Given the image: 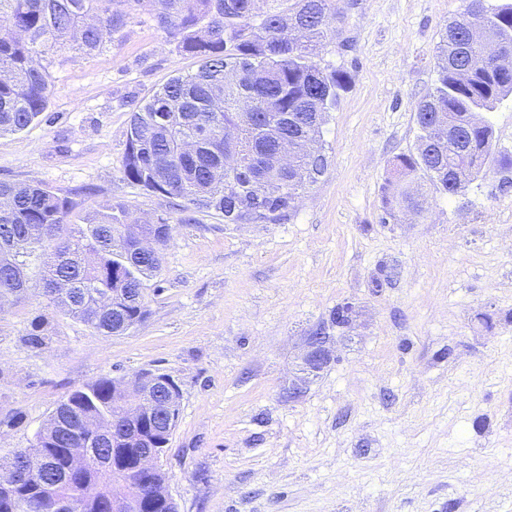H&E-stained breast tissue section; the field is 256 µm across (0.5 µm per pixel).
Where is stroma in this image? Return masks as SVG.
Returning a JSON list of instances; mask_svg holds the SVG:
<instances>
[{
    "mask_svg": "<svg viewBox=\"0 0 512 512\" xmlns=\"http://www.w3.org/2000/svg\"><path fill=\"white\" fill-rule=\"evenodd\" d=\"M317 58L350 85L325 124L328 168L274 224H228L123 175L127 129L175 73L197 70L136 11L99 53L42 57L39 119L0 135V181L106 205L171 232L146 317L100 335L54 309L52 340L22 342L37 300L0 309V458L102 377L171 375L179 419L159 459L178 512H512V171L488 163L422 216L389 218L383 187L414 152L416 108L464 0H339ZM357 310L333 327L340 305ZM331 363L289 398L306 337Z\"/></svg>",
    "mask_w": 512,
    "mask_h": 512,
    "instance_id": "obj_1",
    "label": "stroma"
}]
</instances>
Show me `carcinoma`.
I'll return each mask as SVG.
<instances>
[{"label":"carcinoma","mask_w":512,"mask_h":512,"mask_svg":"<svg viewBox=\"0 0 512 512\" xmlns=\"http://www.w3.org/2000/svg\"><path fill=\"white\" fill-rule=\"evenodd\" d=\"M114 0H0V134L26 129L45 111L51 86L37 58L75 46L86 54L103 49L128 23ZM150 7L158 26L177 39L180 52L200 59L196 72L176 75L132 114L123 173L132 184L213 209L227 224L276 223L294 208L300 192L328 166L323 126L349 77L315 61L318 45L338 8L335 0H132ZM490 30L512 39V0H466ZM433 89L418 103L421 146L396 157L394 179L383 196L385 212H422V183L447 196L485 172L493 152V125L485 113L512 95V68L489 69L477 47L451 22L439 46ZM312 141L318 151L282 170L276 163L284 141ZM245 159L224 168V150ZM76 202L39 185L0 181V296L27 298L25 284H43L46 305L103 336L121 334L146 314L139 298L145 281L161 270L169 241L166 220L129 226L125 209L108 205L93 224H72ZM159 238L143 253L137 236ZM22 340L32 348L50 341L43 313L32 317ZM132 389L102 377L72 392L49 416L54 427L37 436L44 450L31 479H0V512H25L40 486L51 488L49 512H112V498L135 497L147 477L122 479L95 468L74 471L68 448H94L106 455L148 447L145 436L167 447L171 432L161 412L126 419Z\"/></svg>","instance_id":"carcinoma-1"}]
</instances>
